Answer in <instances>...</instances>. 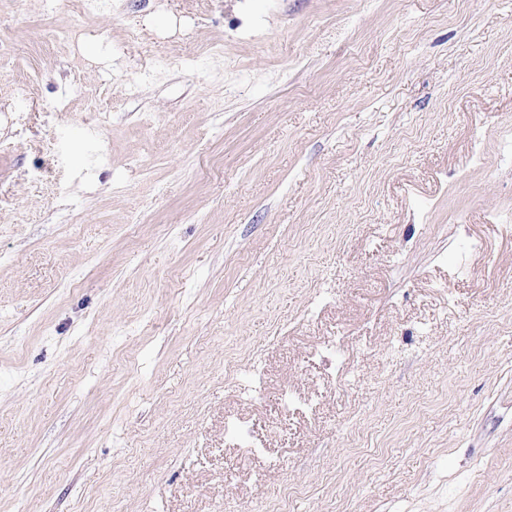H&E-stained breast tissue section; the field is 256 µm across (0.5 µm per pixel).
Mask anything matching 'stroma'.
Segmentation results:
<instances>
[{"mask_svg": "<svg viewBox=\"0 0 512 512\" xmlns=\"http://www.w3.org/2000/svg\"><path fill=\"white\" fill-rule=\"evenodd\" d=\"M0 512H512V0H0Z\"/></svg>", "mask_w": 512, "mask_h": 512, "instance_id": "35a3bbf8", "label": "stroma"}]
</instances>
